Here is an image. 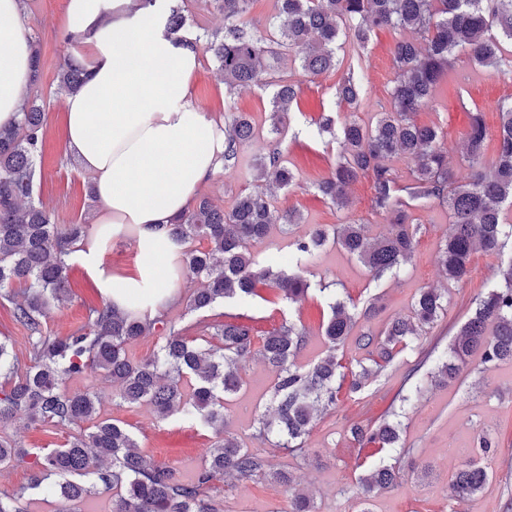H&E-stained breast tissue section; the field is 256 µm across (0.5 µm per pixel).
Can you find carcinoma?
Returning <instances> with one entry per match:
<instances>
[{"instance_id": "obj_1", "label": "carcinoma", "mask_w": 512, "mask_h": 512, "mask_svg": "<svg viewBox=\"0 0 512 512\" xmlns=\"http://www.w3.org/2000/svg\"><path fill=\"white\" fill-rule=\"evenodd\" d=\"M251 2L216 0L224 12V31L205 30L194 41L205 43L228 94L254 85L272 89L270 132L276 136L291 120L299 86L284 76L269 79L272 67L266 61L287 54L305 73L319 75L337 68L346 40L363 50L377 30L410 33L393 45L389 109L370 124L353 117L340 124L336 113H322L318 128L338 143L339 152L335 166L315 189L344 209L350 203L346 188L361 177L368 179L370 209L387 218L390 230L383 237H371L363 224H344L336 231V244L356 256L376 281L397 274L417 243L420 224L400 193L409 201L448 211L451 231L441 241L438 255L446 279L467 278L472 251L478 246L499 257V282L475 302L448 355L438 361V377L453 381L475 357L485 369L512 360V255L503 252L505 242L512 240V224L504 218L505 212H512V101L499 104L496 156L488 174L481 171L488 150L482 112L469 113L463 135V161L471 171L467 177L448 166V149L438 128L412 119L434 102L459 54L497 71L512 67V50L503 47L512 44V0H275L276 13L264 34L244 20ZM191 16L185 6L172 7L167 17L170 31L182 34ZM30 62L37 83L43 67L37 40L31 42ZM87 77L84 65L72 55L56 75L65 92L78 90ZM360 94L351 72L336 87L338 102L350 109H357ZM45 120L44 103L34 97L23 103L16 123L0 126V300L13 306L16 322L30 333L24 364L10 351L7 339H0V426H91L59 447L35 454L38 472L32 489L74 504L102 486L112 490V512H223L215 482L226 474L244 482L270 479L289 486L287 471L274 469L267 456L243 447L226 430L224 401L239 390L244 364L257 354L275 374L271 406L256 419L255 436L301 453L318 412L336 407L343 382H348V393L363 392L371 378L412 340L426 335L447 310V294L426 289L416 299L412 315L393 319L377 334L369 329L356 334L358 316H367L373 305L359 315L336 301L322 323L326 353L307 367L295 363L308 342L307 331L290 320L259 336L248 317L226 314L219 324L203 317L196 321L198 335L188 336L162 313L151 317L106 303L90 310L77 330L53 336L43 320L68 299L70 256L78 246L95 241V227L56 224L34 202ZM224 132V166L233 167L241 148L255 138L256 128L246 113L234 112ZM398 156L413 163L405 185L392 163ZM259 175L279 188L296 180L295 170L277 147L261 157ZM298 223L296 212L279 209L270 196L253 190L240 195L229 211L202 198L163 227V245L179 259L180 275L201 282L188 300L189 310L207 311L226 299L248 301L259 296L261 286L290 302L306 295L311 284L299 271L327 242L322 229L293 243L288 263L295 271L290 273L259 261L251 250L271 225ZM196 240L207 242V247H191ZM15 284L24 288L20 299L11 289ZM151 333L161 339L158 352L145 359L131 357L129 347ZM349 342L365 353L370 365L359 364L360 370L350 372L348 379L338 353ZM87 371L102 372L126 404H145L161 420L179 415L212 433L214 443L205 449L192 480H183L176 468L160 466L139 452L133 433L120 421L99 418V393L67 388L69 379ZM349 432L360 444L390 451L399 447L401 421L386 415L373 425L355 422ZM494 452L490 438H478L470 461L453 474L456 497L465 499L484 489L490 479L487 460ZM30 455L31 449L0 439L1 469ZM398 479V470L391 466H378L362 477L355 512H370L372 493L395 486ZM26 492L21 488L0 497V512H25ZM289 512L317 510L307 495L294 491Z\"/></svg>"}]
</instances>
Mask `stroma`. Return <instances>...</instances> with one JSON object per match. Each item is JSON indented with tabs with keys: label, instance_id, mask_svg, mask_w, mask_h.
Instances as JSON below:
<instances>
[{
	"label": "stroma",
	"instance_id": "35a3bbf8",
	"mask_svg": "<svg viewBox=\"0 0 512 512\" xmlns=\"http://www.w3.org/2000/svg\"><path fill=\"white\" fill-rule=\"evenodd\" d=\"M66 0H30L22 19L30 39L40 41L45 65L41 82L29 90L46 104L45 152L36 166L34 198L40 201L58 224L91 223L96 201L89 195L92 180L78 162L65 153L64 93L55 81L57 68L71 55L72 45L64 41ZM397 32L381 30L362 52L346 50L344 64L336 70L311 76L296 65L281 61L280 73L292 76L301 92L298 106L286 127L281 148L299 174L291 187L277 191L276 204L283 210L297 211L300 223L272 225L265 239L253 247L265 262L287 263L289 243L302 238L315 227L331 229L339 224L358 222L366 225L370 236L386 235L384 217L369 208V189L360 180L349 188V208L337 210L315 193L313 186L334 165L338 146L328 135L319 134L316 120L321 110L338 109L348 117L347 108L337 107L336 87L346 70H353L363 91L356 111L362 120L390 106L389 89L394 77L390 48ZM192 92L202 111L230 119L232 112L252 116L260 130L256 139L241 150L238 165L222 170L201 190L216 205L231 210L242 190L254 189L257 172L255 159L272 146L270 129V91L254 86L227 96L224 83L210 53H202ZM512 97V70L494 72L475 65L459 55L454 68L437 90L436 99L415 113L417 122L437 126L444 135L451 165H458L461 139L469 112H483L487 126L497 129V104ZM413 214L421 230L410 262L398 277L384 276L373 281L368 270L356 258L327 243L316 262L305 269L311 283L308 295L289 303L277 291L262 290L260 297L248 302L226 300L216 312L253 317L259 330L278 326L282 319L300 321L309 332V342L298 362L314 363L324 351L321 325L330 313L329 304L341 300L364 309L370 300L378 308L367 321L372 331H382L396 316H407L418 293L426 288L447 290V311L429 334L415 341L411 350L395 359L364 391L355 397H341L336 409L318 417L306 441L303 453L292 455L258 439L253 422L265 411L273 373L260 358L251 359L242 373L243 385L225 411L227 429L244 447L263 449L274 467L287 470L292 487L275 482L240 483L232 477L218 481L224 512H288L292 491L313 496L318 512H352L360 494L359 479L372 464H399L404 470L400 485L378 491L369 504L371 512H512V363H503L484 371L469 364L458 381L430 385L417 396L405 383L410 367L425 353H443L466 319L475 299L498 282L495 255L476 251L471 256L466 280L447 283L438 267V249L450 228L448 212L439 207L417 208ZM70 298L54 308L45 322L47 331L64 336L82 325L90 307L103 303V297L89 272L78 263L70 270ZM70 390L92 389L102 397V414L121 420L135 435L139 449L161 465L174 467L183 479H190L201 464L204 448L213 443L211 434L199 426L178 419H157L146 405H127L113 396L112 386L102 373L86 372L72 378ZM411 395L403 403V395ZM390 412L403 414L402 451L375 453L373 447H359L348 434L353 422L377 419ZM27 448H53L63 444L68 431L21 423L0 428ZM494 438L498 448L489 465L493 477L485 489L471 498L456 499L450 489V477L469 459L479 435ZM35 470L32 459L0 468V497L28 487L29 512H62L63 502L31 490Z\"/></svg>",
	"mask_w": 512,
	"mask_h": 512
}]
</instances>
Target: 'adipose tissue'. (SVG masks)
<instances>
[{
    "label": "adipose tissue",
    "mask_w": 512,
    "mask_h": 512,
    "mask_svg": "<svg viewBox=\"0 0 512 512\" xmlns=\"http://www.w3.org/2000/svg\"><path fill=\"white\" fill-rule=\"evenodd\" d=\"M167 0H67L65 27L88 69L65 96V149L93 178L98 232L138 230L142 264L115 277L106 249L72 259L92 271L107 303L157 314L176 295L179 275L155 232L193 204L224 163V122L202 112L191 92L198 48L167 27ZM30 43L19 0H0V125L16 121L31 85Z\"/></svg>",
    "instance_id": "ef3b65f1"
}]
</instances>
